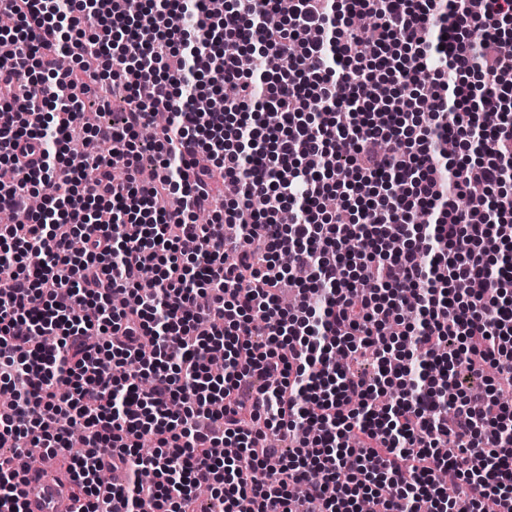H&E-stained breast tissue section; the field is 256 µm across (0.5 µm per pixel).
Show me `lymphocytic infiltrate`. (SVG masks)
<instances>
[{
  "instance_id": "lymphocytic-infiltrate-1",
  "label": "lymphocytic infiltrate",
  "mask_w": 512,
  "mask_h": 512,
  "mask_svg": "<svg viewBox=\"0 0 512 512\" xmlns=\"http://www.w3.org/2000/svg\"><path fill=\"white\" fill-rule=\"evenodd\" d=\"M212 2L5 0L23 35L0 30V209L28 219L0 227V445L60 460L75 512H197L204 488L224 512H512V412L458 380L512 384V0H291L278 26L277 0ZM74 11L85 26L62 37ZM247 45L294 64L264 85ZM114 81L124 110L85 129L110 152L74 149L83 96ZM200 84L221 111L193 110ZM450 136L480 155L448 161ZM218 176L239 193L214 212ZM477 191L496 198L460 208ZM331 194L349 205L323 209ZM357 354L374 377L336 361ZM109 469L128 482L101 483Z\"/></svg>"
}]
</instances>
